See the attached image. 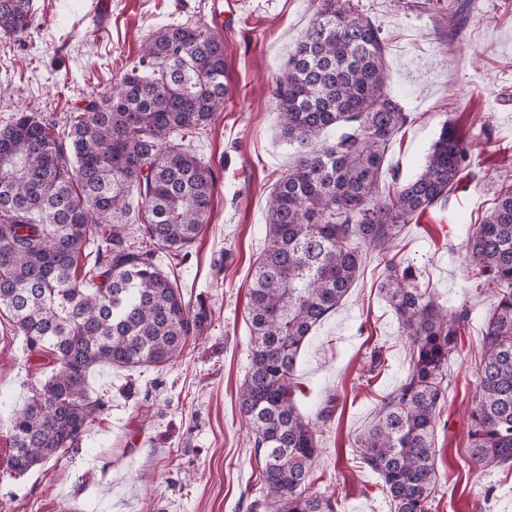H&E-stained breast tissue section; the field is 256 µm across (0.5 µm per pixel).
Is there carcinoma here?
I'll return each mask as SVG.
<instances>
[{"instance_id":"carcinoma-1","label":"carcinoma","mask_w":512,"mask_h":512,"mask_svg":"<svg viewBox=\"0 0 512 512\" xmlns=\"http://www.w3.org/2000/svg\"><path fill=\"white\" fill-rule=\"evenodd\" d=\"M32 0H0V34L29 26ZM224 40L197 22L147 34L116 93L89 98L57 131L32 110L0 127V310L50 374L10 419L8 467L24 475L74 447L109 406L87 384L103 366L176 362L210 314L191 307L158 265L207 223L212 167L190 147L224 106ZM281 137L295 159L268 201L266 245L249 292L250 366L239 389L253 433L268 512H338L312 490L317 422L296 406L304 343L343 301L369 250L408 339L405 378L383 396L354 443L377 474L390 512H430L438 482L434 438L448 399V362L470 310L450 311L392 252L415 214L476 178L468 144L443 123L421 171L382 198L391 139L412 121L386 89L380 29L350 0H319L275 78ZM329 129L336 136L324 143ZM91 258L78 269L81 255ZM465 261L496 302L486 319L468 414V454L479 471L512 465V188L469 225Z\"/></svg>"}]
</instances>
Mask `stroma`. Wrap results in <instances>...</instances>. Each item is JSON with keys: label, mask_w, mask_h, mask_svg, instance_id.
<instances>
[{"label": "stroma", "mask_w": 512, "mask_h": 512, "mask_svg": "<svg viewBox=\"0 0 512 512\" xmlns=\"http://www.w3.org/2000/svg\"><path fill=\"white\" fill-rule=\"evenodd\" d=\"M352 2L379 27L387 90L413 116L389 144L388 168L404 180L416 175L442 123L453 118L480 174L463 178L398 241L422 286L448 308L465 304L471 313L448 364L432 512H512V472L476 471L466 454L481 329L494 297L473 286L464 261L467 224L512 184V0H459L454 19L449 0ZM92 4L33 0L24 36L0 35V126L30 108L64 118L85 97L115 91L154 27L211 21V0H112L110 22L91 34ZM316 5L238 0L221 32L229 91L192 144L216 178L211 216L184 259L164 253L159 260L186 301L211 311L210 326L188 339L172 365L96 369L88 385L108 398V409L75 448L22 476L7 468L9 421L47 372L0 312V512H251L259 472L238 407L249 365L248 289L265 247L267 198L293 161L279 134L273 79ZM382 271L377 254L368 253L348 297L312 331L297 362L300 410L314 417L334 406L319 426L311 480L336 494L339 512H389L381 480L352 455L355 437L409 368L407 340L378 290ZM377 357L382 368L374 378Z\"/></svg>", "instance_id": "1"}]
</instances>
